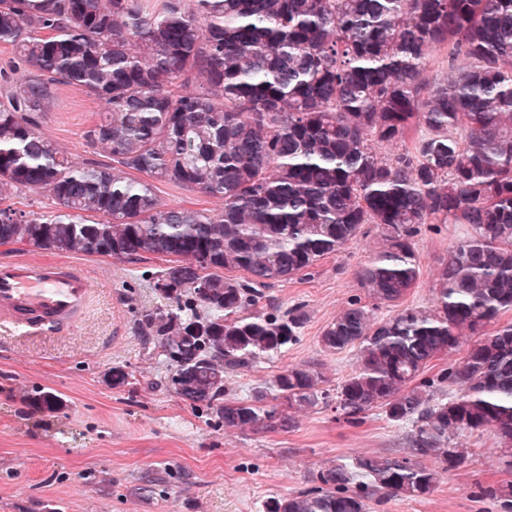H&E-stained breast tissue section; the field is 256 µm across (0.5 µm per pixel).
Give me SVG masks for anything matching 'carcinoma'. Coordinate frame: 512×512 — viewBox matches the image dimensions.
Wrapping results in <instances>:
<instances>
[{
    "mask_svg": "<svg viewBox=\"0 0 512 512\" xmlns=\"http://www.w3.org/2000/svg\"><path fill=\"white\" fill-rule=\"evenodd\" d=\"M0 43L30 70L0 102V200L22 189L60 206L0 207V243L136 259L168 305L144 315L171 386L229 428L288 432L295 414L374 407L409 427L403 455H359L267 512H367L375 494L419 498L468 462L460 438L512 452V0H0ZM471 65L440 82L430 53ZM196 81L201 93L184 87ZM60 85L88 91L86 138L115 165L75 163L40 130ZM411 146L387 157L384 144ZM224 201L220 214L161 206L152 180ZM463 224L428 307L415 287L424 224ZM374 225L384 248L320 344L355 351L336 386L288 365L243 399L224 374L296 343L308 320L257 309L264 289L315 267ZM243 271V280L219 274ZM382 306L394 314L379 318ZM458 363L422 374L459 349ZM455 391L439 396L443 387ZM431 459L435 466L424 461Z\"/></svg>",
    "mask_w": 512,
    "mask_h": 512,
    "instance_id": "1",
    "label": "carcinoma"
}]
</instances>
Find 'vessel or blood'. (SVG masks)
I'll list each match as a JSON object with an SVG mask.
<instances>
[{
	"instance_id": "b4317fda",
	"label": "vessel or blood",
	"mask_w": 512,
	"mask_h": 512,
	"mask_svg": "<svg viewBox=\"0 0 512 512\" xmlns=\"http://www.w3.org/2000/svg\"><path fill=\"white\" fill-rule=\"evenodd\" d=\"M92 296L89 276L74 263L25 256L0 260V324L20 334L74 329Z\"/></svg>"
}]
</instances>
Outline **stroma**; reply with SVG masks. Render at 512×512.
Returning <instances> with one entry per match:
<instances>
[{"label": "stroma", "mask_w": 512, "mask_h": 512, "mask_svg": "<svg viewBox=\"0 0 512 512\" xmlns=\"http://www.w3.org/2000/svg\"><path fill=\"white\" fill-rule=\"evenodd\" d=\"M98 102L83 90L59 87L41 124L43 134L69 160L95 156L85 138L97 120ZM158 199L215 215L219 199L169 182L154 184ZM466 232L459 224L423 225L415 239L421 256L411 306L429 305L448 248ZM373 225L321 260L310 275L266 289L264 311L283 313L301 304L308 322L282 355L226 377L227 395L249 397L289 364L315 363L335 388L356 366L349 351L329 354L320 345L324 327L350 299L362 296L356 272L382 249ZM70 262L91 278L95 295L85 319L68 333L21 337L0 326V512H266L268 502L314 485L318 471L361 454H401L405 427L383 411L361 423L318 407L299 416L290 432L255 433L224 428L176 395L171 370L148 342L143 316L165 306L153 273L166 257L134 260L78 255ZM128 381L113 386L112 368ZM57 395L56 411H35L38 394ZM472 457L444 473L428 496H376L370 512H504L492 489L512 482V466L490 435L468 436Z\"/></svg>", "instance_id": "obj_1"}]
</instances>
